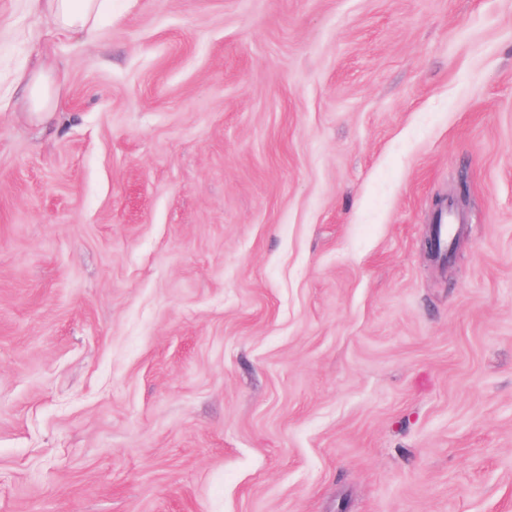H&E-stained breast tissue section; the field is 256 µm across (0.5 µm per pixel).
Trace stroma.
Here are the masks:
<instances>
[{
	"instance_id": "stroma-1",
	"label": "stroma",
	"mask_w": 512,
	"mask_h": 512,
	"mask_svg": "<svg viewBox=\"0 0 512 512\" xmlns=\"http://www.w3.org/2000/svg\"><path fill=\"white\" fill-rule=\"evenodd\" d=\"M0 512H512V0H0ZM44 7L64 30L91 32L98 16L110 7V0H33ZM44 74L37 75L31 80H26L28 85H32V109L33 112L44 116L51 117L58 108L57 97L53 92V82L49 78H43Z\"/></svg>"
}]
</instances>
